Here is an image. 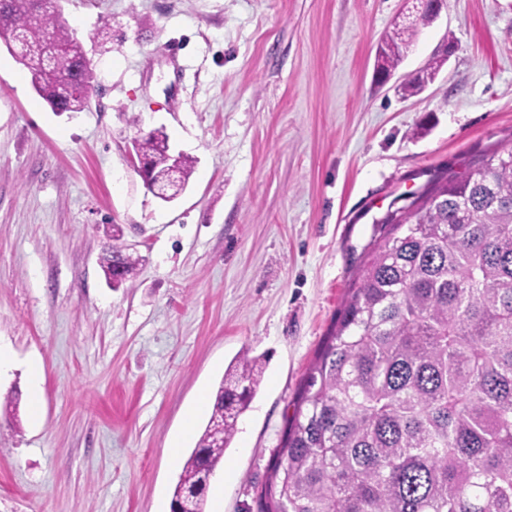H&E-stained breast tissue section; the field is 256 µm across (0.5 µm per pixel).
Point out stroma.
Here are the masks:
<instances>
[{
	"mask_svg": "<svg viewBox=\"0 0 512 512\" xmlns=\"http://www.w3.org/2000/svg\"><path fill=\"white\" fill-rule=\"evenodd\" d=\"M59 6L93 65L86 110L52 112L0 43V512H168L208 421L185 416L244 352L269 360L205 512H260L377 218L512 144V0H445L384 84L377 45L415 0ZM159 127L195 160L170 202L133 161ZM117 238L142 262L114 288ZM440 63V60L439 63L433 61L426 68L408 75L402 86L404 93L413 96L423 91L429 83L434 81Z\"/></svg>",
	"mask_w": 512,
	"mask_h": 512,
	"instance_id": "35a3bbf8",
	"label": "stroma"
}]
</instances>
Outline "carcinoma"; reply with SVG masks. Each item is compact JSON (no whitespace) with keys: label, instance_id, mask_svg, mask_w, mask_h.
Masks as SVG:
<instances>
[{"label":"carcinoma","instance_id":"obj_1","mask_svg":"<svg viewBox=\"0 0 512 512\" xmlns=\"http://www.w3.org/2000/svg\"><path fill=\"white\" fill-rule=\"evenodd\" d=\"M416 30L386 35L380 73L398 66ZM21 34L62 46L52 63L28 68L39 97L55 112L85 110L87 53L54 0H8L0 42ZM439 67L408 75L404 93L423 91ZM168 146L161 128L134 140L158 182ZM375 223L389 230L306 374L262 512H512V146L461 177L436 178ZM138 262L114 246L103 268L123 284ZM261 374L258 358L228 366L171 512H205Z\"/></svg>","mask_w":512,"mask_h":512}]
</instances>
